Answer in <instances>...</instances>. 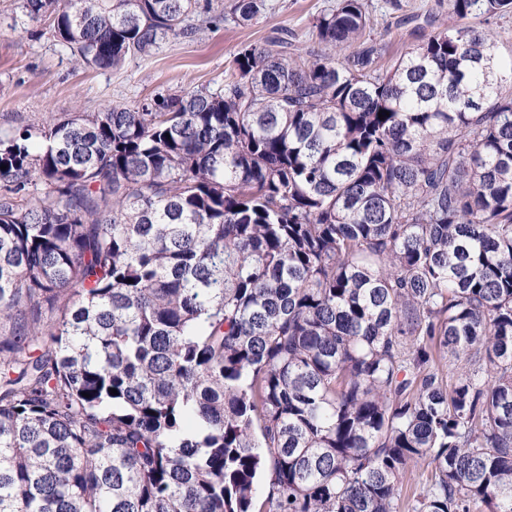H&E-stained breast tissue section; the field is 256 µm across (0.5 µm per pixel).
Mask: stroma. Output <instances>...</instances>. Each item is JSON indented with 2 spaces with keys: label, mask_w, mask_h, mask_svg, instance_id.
Instances as JSON below:
<instances>
[{
  "label": "stroma",
  "mask_w": 512,
  "mask_h": 512,
  "mask_svg": "<svg viewBox=\"0 0 512 512\" xmlns=\"http://www.w3.org/2000/svg\"><path fill=\"white\" fill-rule=\"evenodd\" d=\"M431 0H371L374 34L394 59L427 38L430 27L411 22ZM336 0H267L263 20L250 26L226 20L196 39L169 38L144 60L127 61L120 71L77 66L68 49L47 31L43 20L26 17L18 0H0V132L44 126L66 113L97 112L134 105L156 93L206 87L219 90L241 43H264L274 29L287 31L299 46H310L313 19Z\"/></svg>",
  "instance_id": "obj_1"
}]
</instances>
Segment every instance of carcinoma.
Returning a JSON list of instances; mask_svg holds the SVG:
<instances>
[{
    "label": "carcinoma",
    "mask_w": 512,
    "mask_h": 512,
    "mask_svg": "<svg viewBox=\"0 0 512 512\" xmlns=\"http://www.w3.org/2000/svg\"><path fill=\"white\" fill-rule=\"evenodd\" d=\"M21 8L101 70L226 20ZM510 14L434 0L386 67L336 0L219 91L0 133V512H399L420 460L410 512H512Z\"/></svg>",
    "instance_id": "obj_1"
}]
</instances>
